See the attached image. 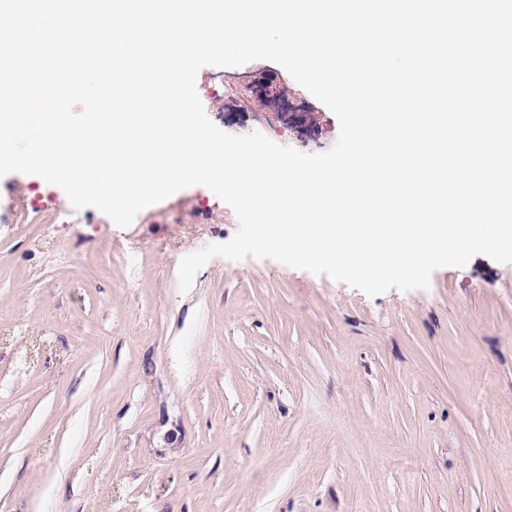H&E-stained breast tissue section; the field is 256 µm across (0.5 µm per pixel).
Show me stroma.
Segmentation results:
<instances>
[{"label":"stroma","mask_w":512,"mask_h":512,"mask_svg":"<svg viewBox=\"0 0 512 512\" xmlns=\"http://www.w3.org/2000/svg\"><path fill=\"white\" fill-rule=\"evenodd\" d=\"M221 130L330 150L270 61L206 67ZM51 199L44 223L32 200ZM0 512H512V264L370 297L273 260H181L239 221L194 185L116 226L0 178Z\"/></svg>","instance_id":"stroma-1"}]
</instances>
